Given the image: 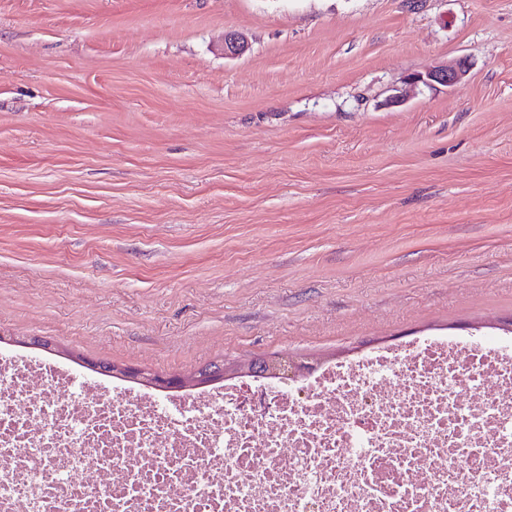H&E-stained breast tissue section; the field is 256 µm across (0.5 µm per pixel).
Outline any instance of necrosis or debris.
<instances>
[{"label": "necrosis or debris", "mask_w": 512, "mask_h": 512, "mask_svg": "<svg viewBox=\"0 0 512 512\" xmlns=\"http://www.w3.org/2000/svg\"><path fill=\"white\" fill-rule=\"evenodd\" d=\"M0 512H512V340L177 404L2 362Z\"/></svg>", "instance_id": "obj_1"}]
</instances>
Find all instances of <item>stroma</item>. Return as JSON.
<instances>
[{
    "instance_id": "35a3bbf8",
    "label": "stroma",
    "mask_w": 512,
    "mask_h": 512,
    "mask_svg": "<svg viewBox=\"0 0 512 512\" xmlns=\"http://www.w3.org/2000/svg\"><path fill=\"white\" fill-rule=\"evenodd\" d=\"M509 319L512 0H0V361L187 376ZM466 72L463 65L458 66H445L443 68L431 71L425 75L416 74L412 77L414 84L423 83L431 85L432 83H439L450 86L457 82Z\"/></svg>"
}]
</instances>
